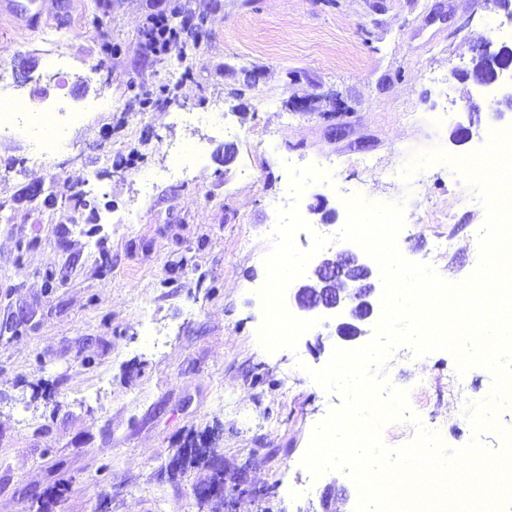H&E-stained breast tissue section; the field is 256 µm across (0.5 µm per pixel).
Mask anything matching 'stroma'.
Segmentation results:
<instances>
[{
    "mask_svg": "<svg viewBox=\"0 0 512 512\" xmlns=\"http://www.w3.org/2000/svg\"><path fill=\"white\" fill-rule=\"evenodd\" d=\"M179 8L199 27L189 70L140 46L148 14ZM45 22L37 37L0 14V94L34 112L50 97L112 108L69 126L44 165L26 161L33 132L0 138V512H38L62 480L54 512H212L194 493L209 464L168 468L199 445L224 469L223 512H324L331 485L334 512H355L345 473L301 465L341 402L307 373L332 354L335 313L293 351L253 339L287 168L330 174L298 201L313 228L343 225L352 191L400 202L403 257L466 279L485 219L474 190L441 164L406 183L384 170L436 146L470 155L512 126L461 76L491 26L505 27L495 46H512V17L493 0H65ZM470 98L478 116L460 109ZM461 125L471 139L458 141ZM180 143L204 160L171 178L166 148ZM455 368L445 351L386 363L451 448L473 437ZM243 479L253 493L235 492Z\"/></svg>",
    "mask_w": 512,
    "mask_h": 512,
    "instance_id": "1",
    "label": "stroma"
}]
</instances>
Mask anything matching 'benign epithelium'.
Returning <instances> with one entry per match:
<instances>
[{
    "instance_id": "7a95c632",
    "label": "benign epithelium",
    "mask_w": 512,
    "mask_h": 512,
    "mask_svg": "<svg viewBox=\"0 0 512 512\" xmlns=\"http://www.w3.org/2000/svg\"><path fill=\"white\" fill-rule=\"evenodd\" d=\"M512 67V50L499 57L488 71L473 68L465 77L479 86L497 83ZM376 273L353 252L324 257L315 266L306 283L291 289L296 307L305 312H334L341 316L336 336L343 342H355L365 335V326L376 314Z\"/></svg>"
}]
</instances>
